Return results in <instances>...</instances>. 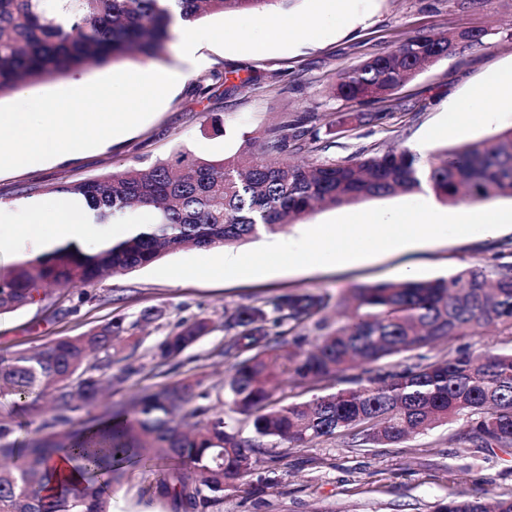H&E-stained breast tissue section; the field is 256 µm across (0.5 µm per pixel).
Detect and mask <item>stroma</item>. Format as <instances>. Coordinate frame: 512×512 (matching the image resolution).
Listing matches in <instances>:
<instances>
[{
    "mask_svg": "<svg viewBox=\"0 0 512 512\" xmlns=\"http://www.w3.org/2000/svg\"><path fill=\"white\" fill-rule=\"evenodd\" d=\"M368 22L357 34L323 25L315 40L270 39L273 26H297L315 13L316 0H294L288 11L272 9L266 16L213 13L198 22L210 38L198 46L208 64L180 73L160 108L147 120L116 139L65 158H52L27 169L0 171V201L18 200L19 189L39 186L37 201L52 207L53 186L82 182L122 172L136 162L171 159L187 149L202 157L231 156L248 145L264 143L270 127L284 116L311 115V142L304 159L345 163L368 153L412 148L416 140L439 131L430 148L437 151L493 137L512 129V106L499 109L491 127L460 124L456 101L512 68V0H355ZM491 32L489 46L473 47L423 69L392 97L371 104L383 113L378 122L354 120V106L336 99L332 88L338 73L359 65L377 52L406 38L443 32ZM178 42H171L157 60L129 57L105 67L71 72L65 78L24 86L36 96L85 85L109 74L178 70ZM229 77L222 92L208 91V72ZM334 131H327L328 118ZM420 194L370 197L317 210L276 236L241 244L247 252L299 235L311 225L375 207L420 201ZM488 268L512 264V230L493 238L462 237L415 253H389L374 261L341 269L283 271L222 281L168 279L152 276L150 268L100 281L88 291H56L0 318V350L39 347L62 336H79L117 317L132 321L141 312L162 307L167 317L149 327L131 359L136 374L112 389L120 400L139 389L193 375L206 385H222L230 364L223 356L224 314L241 304H261L296 291L325 290L334 295L357 285L400 280L412 265L421 279L454 274L470 265ZM212 319L215 329L184 353L166 378L153 376L150 348L182 320ZM459 427L448 424L408 440L406 447H351L343 438L326 439L308 448H291L265 440L254 456V467L240 489L224 492L222 512H430L434 503L464 491L476 498L512 488V452L488 456L456 444ZM152 471L131 470L112 491L116 512H166L148 487Z\"/></svg>",
    "mask_w": 512,
    "mask_h": 512,
    "instance_id": "obj_1",
    "label": "stroma"
}]
</instances>
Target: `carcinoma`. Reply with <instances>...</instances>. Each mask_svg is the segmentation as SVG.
<instances>
[{"label":"carcinoma","instance_id":"carcinoma-1","mask_svg":"<svg viewBox=\"0 0 512 512\" xmlns=\"http://www.w3.org/2000/svg\"><path fill=\"white\" fill-rule=\"evenodd\" d=\"M293 0H0V99L20 88L126 57L155 59L173 30L205 12L265 15ZM483 31L415 36L339 74L334 96L351 105L384 102L422 66L473 46ZM310 115L268 130L249 158L178 152L170 161L132 165L54 187L85 202L95 224H122L135 209L156 212L119 241L87 253L76 242L0 271V317L47 300L54 286L95 285L191 247L219 250L280 232L319 206L416 193L428 187L443 202L477 204L512 197V130L424 159L408 150L368 154L348 164L268 163L264 152L305 148ZM340 318L329 320L330 311ZM165 316L150 308L132 322L113 319L82 336L34 350L0 353V395L39 422L42 436L25 448L11 441L13 411L0 412V512H113L112 486L130 466L162 465L149 486L171 512H221L224 491L253 467L257 445L203 381H177L105 402L102 392L135 373L115 341L142 322ZM481 325L512 335V266L475 264L428 280L360 285L280 295L242 305L224 319L231 359L229 411L259 438L293 448L342 437L354 446H399L411 434L460 422L459 438L488 452L512 449V346L496 353L460 347L446 359L384 374L369 366L417 353ZM213 331L206 318L177 323L152 351V369L176 360ZM362 369L349 376L347 372ZM296 385L332 380L345 387L281 406L276 380ZM69 449L82 480L57 482L53 455ZM432 512H512V489L484 502L460 492Z\"/></svg>","mask_w":512,"mask_h":512}]
</instances>
